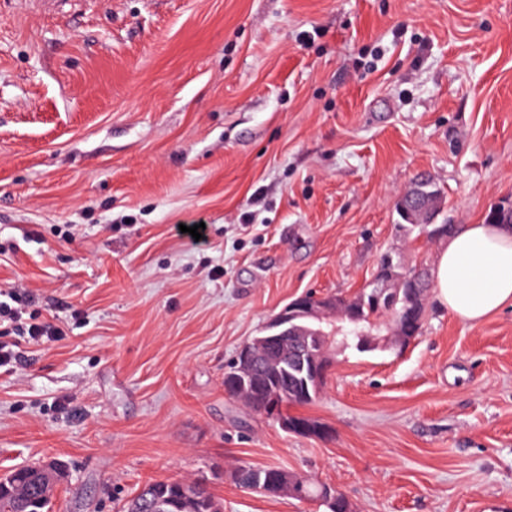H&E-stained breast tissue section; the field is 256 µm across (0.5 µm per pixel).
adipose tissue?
Here are the masks:
<instances>
[{
  "mask_svg": "<svg viewBox=\"0 0 512 512\" xmlns=\"http://www.w3.org/2000/svg\"><path fill=\"white\" fill-rule=\"evenodd\" d=\"M434 290L458 318L478 322L512 305V231L497 224H464L437 255Z\"/></svg>",
  "mask_w": 512,
  "mask_h": 512,
  "instance_id": "obj_1",
  "label": "adipose tissue"
}]
</instances>
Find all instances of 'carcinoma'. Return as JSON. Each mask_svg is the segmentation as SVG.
I'll use <instances>...</instances> for the list:
<instances>
[{"instance_id":"obj_1","label":"carcinoma","mask_w":512,"mask_h":512,"mask_svg":"<svg viewBox=\"0 0 512 512\" xmlns=\"http://www.w3.org/2000/svg\"><path fill=\"white\" fill-rule=\"evenodd\" d=\"M427 225L410 219L396 225L399 236L405 240L415 239L426 234ZM433 282L430 269L420 267L417 291L401 290L393 310L388 311L372 299V290L362 289L353 297L342 295L332 299V309L339 319L327 325L325 336L315 345H303L295 336H282L272 344V348L283 354V359L274 370L266 368L264 358L268 347L261 344L256 349V362L244 383L233 381L224 385V391L232 397L244 396L250 409L257 415L272 416L268 405L272 395H277L278 405L309 404L318 396L320 388L314 381L319 353L336 337L346 342H358V337L381 333L380 318L393 317L404 331L407 339L419 336L425 316V297ZM41 463L22 466L0 476V512H52L53 504L49 493L43 490L39 472ZM280 469L255 467L250 464L235 470L234 481L242 489L269 495L267 482L277 478ZM194 498L191 512H220L222 504L208 489L197 482L179 479H164L145 485L124 505V512H154L153 504L161 501L164 512H185L186 496ZM300 499H317L328 512H348V503L341 494L327 492L326 485L320 483L303 484Z\"/></svg>"}]
</instances>
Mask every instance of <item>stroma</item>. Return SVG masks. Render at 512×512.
I'll return each mask as SVG.
<instances>
[{"mask_svg":"<svg viewBox=\"0 0 512 512\" xmlns=\"http://www.w3.org/2000/svg\"><path fill=\"white\" fill-rule=\"evenodd\" d=\"M421 176L452 224L512 199V0H0V474L62 462L53 512L179 477L224 512H328L243 491L242 463L353 512H512V307L431 294L408 344L331 348L287 410L320 437L224 392L295 297L356 294L388 250L434 265L443 241L395 231ZM301 484L303 485V495L292 496V498L297 500L317 499L327 507L329 512H348L347 508L349 505L345 498L338 492H336L335 495L332 490H330V494H328L326 484L312 481V485H310L302 479Z\"/></svg>","mask_w":512,"mask_h":512,"instance_id":"stroma-1","label":"stroma"}]
</instances>
